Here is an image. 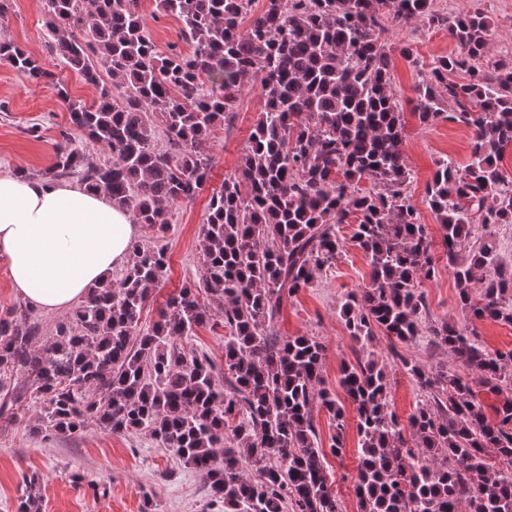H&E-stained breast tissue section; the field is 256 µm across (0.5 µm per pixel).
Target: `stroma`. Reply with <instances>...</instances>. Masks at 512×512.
I'll return each instance as SVG.
<instances>
[{"label":"stroma","instance_id":"1","mask_svg":"<svg viewBox=\"0 0 512 512\" xmlns=\"http://www.w3.org/2000/svg\"><path fill=\"white\" fill-rule=\"evenodd\" d=\"M6 6L0 41L15 43L37 58L55 75L52 83L34 84L8 65L0 64V174L26 171L34 178L53 159L54 145L61 130L68 127L67 104L57 89L65 84L72 97L91 101L94 91L81 77L65 68L45 46L40 0H0ZM440 13L455 16L480 10L496 30V44L489 59L512 67V0H435ZM389 43L407 39L412 58L399 51L390 54L391 77L402 102L405 120L403 151L412 170L409 192L422 223L433 238L441 231L425 201V189L438 160L450 157L466 162L470 132L461 123L438 120L420 124L416 115L415 86L437 58L455 49L443 28L413 25L404 35L386 33ZM263 108L256 84L239 95L230 125L220 129L209 145L214 158L208 188L175 212L164 243L167 274L153 291L141 318L151 327L167 300L183 284L199 275L201 266L200 228L210 191L219 187L225 174L234 171L246 141ZM39 125V138L28 135L31 125ZM347 236L342 256L335 266L319 276L314 287L302 290L285 308L276 329L282 336H311L325 347L322 380L325 388L343 395L340 369L355 362L362 350L349 334L338 314L342 298L368 282L370 265L361 249L351 243V226H343ZM432 321L458 325L470 321L457 302L455 280L441 269L436 280L422 284ZM398 352L425 367L447 366L449 371L469 380L471 372L426 337L398 345ZM391 406L400 421H407L423 397L416 382L402 365L388 363ZM40 409L24 402L13 415L0 419V512H16L28 478H37L42 496L41 512H141L144 495H151L157 512H224L222 503L210 499L204 476L183 466L173 454L158 447L148 436H127L88 423L70 436L38 432ZM358 437L348 428L341 456H327L326 467L343 512H357L354 483L359 464Z\"/></svg>","mask_w":512,"mask_h":512}]
</instances>
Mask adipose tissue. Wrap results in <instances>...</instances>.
Here are the masks:
<instances>
[{
    "instance_id": "1",
    "label": "adipose tissue",
    "mask_w": 512,
    "mask_h": 512,
    "mask_svg": "<svg viewBox=\"0 0 512 512\" xmlns=\"http://www.w3.org/2000/svg\"><path fill=\"white\" fill-rule=\"evenodd\" d=\"M139 230L104 192L0 175V262L13 289L45 312L82 300L122 264Z\"/></svg>"
}]
</instances>
